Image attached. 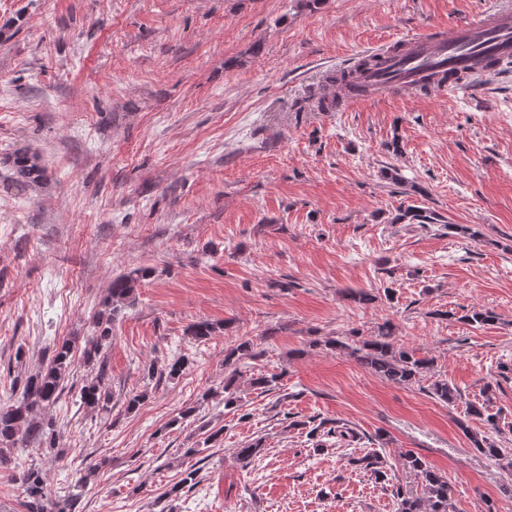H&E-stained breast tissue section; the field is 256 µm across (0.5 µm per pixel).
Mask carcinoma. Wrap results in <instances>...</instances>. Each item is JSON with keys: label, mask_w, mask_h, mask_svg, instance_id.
<instances>
[{"label": "carcinoma", "mask_w": 512, "mask_h": 512, "mask_svg": "<svg viewBox=\"0 0 512 512\" xmlns=\"http://www.w3.org/2000/svg\"><path fill=\"white\" fill-rule=\"evenodd\" d=\"M373 67L372 59L362 57L347 69L332 72L325 77L326 83L333 87L335 93L328 98L323 94L312 96L317 108L322 111H334L341 101L340 92L347 82L358 72ZM13 169V176L20 184H40L46 181V167L41 158L35 153L17 152L8 158ZM395 224H436L438 216L432 212L417 207L401 209L392 218ZM149 275V270L136 268L120 274L112 279L107 297L102 301V309L97 319V334L86 342L83 357L86 363L104 368L105 353L112 342V321L116 314L135 300V291L139 282ZM460 320L471 326H484L495 321V315L488 310L471 309L460 316ZM224 326L206 320L191 325L187 333L197 341L206 340L221 332ZM314 348H328L349 353L362 367L379 377L397 384L415 383L434 366V359L418 357L415 352L398 344L395 338V326L386 321L377 327V332L371 338L353 347L339 339L322 342L318 339L309 343ZM73 346L65 341L52 350L48 364L17 380L21 386V397L8 405L0 404V465L8 462L3 453L5 448H38L57 447V437L54 425L44 418L45 410L54 406L63 391L65 375L70 369ZM262 352L255 350L253 342L246 340L226 351L224 355L225 368L229 375L224 381L222 397L224 408L236 409L240 402L237 382L241 377L240 364L245 359H257ZM103 372L85 384L79 392L80 406L88 410H100L110 401L109 394L102 386ZM278 375L254 373L247 378L246 383L251 390L262 393L275 389ZM434 398L453 407L462 398L460 389L445 379H436L430 386ZM484 400L467 403L466 418L458 421L461 430L466 434L473 447L480 453L491 458L503 457L502 449L490 435L473 433L467 425L470 418L485 420L489 429L499 432L498 425L491 417L484 416L485 404L491 401L492 385L488 384L483 390ZM288 427L309 428L308 434L313 440V450L322 451L326 444L323 436L334 437L340 441L355 443L361 440L360 434L345 423L334 422L327 426L321 421L311 425V421L291 420ZM265 444L262 438H256L246 446L237 449V456L243 461H249L262 455ZM403 468L421 476L422 495L413 496L395 489L394 497L399 500L398 512H448L450 486L448 479L432 470L426 462L415 453L409 451L401 455ZM350 464L370 473L378 483L388 481L387 461L382 452L370 449L363 455L350 458ZM22 484L27 496V512H77V495L63 496L58 499L50 497L47 481L42 471L30 467L23 472ZM197 484V470L187 469L182 472L181 479L162 494L169 499L178 496L184 489H192Z\"/></svg>", "instance_id": "cac0c4a2"}]
</instances>
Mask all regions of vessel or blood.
Segmentation results:
<instances>
[{"label": "vessel or blood", "instance_id": "1", "mask_svg": "<svg viewBox=\"0 0 512 512\" xmlns=\"http://www.w3.org/2000/svg\"><path fill=\"white\" fill-rule=\"evenodd\" d=\"M402 44L398 53H379L377 66L360 76V90L348 97V104L395 90L445 92L456 87L459 73L470 85L496 75L495 60L512 56V12L483 14L450 32L435 26Z\"/></svg>", "mask_w": 512, "mask_h": 512}]
</instances>
